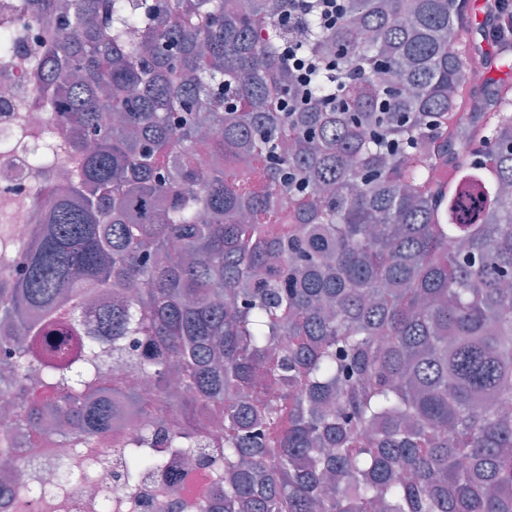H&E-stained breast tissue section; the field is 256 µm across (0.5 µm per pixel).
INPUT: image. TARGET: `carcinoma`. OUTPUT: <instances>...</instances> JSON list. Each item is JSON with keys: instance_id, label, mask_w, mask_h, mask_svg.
<instances>
[{"instance_id": "cac0c4a2", "label": "carcinoma", "mask_w": 512, "mask_h": 512, "mask_svg": "<svg viewBox=\"0 0 512 512\" xmlns=\"http://www.w3.org/2000/svg\"><path fill=\"white\" fill-rule=\"evenodd\" d=\"M19 11L82 38L46 43L55 132L7 177L40 223L0 211V433L36 449L50 413L93 457L140 412L125 484L176 448L219 512H512V83L458 111L461 0ZM59 157L66 184L39 181ZM10 216L15 236L21 240L29 238L32 224L37 222V216L29 203L25 199L13 202Z\"/></svg>"}]
</instances>
